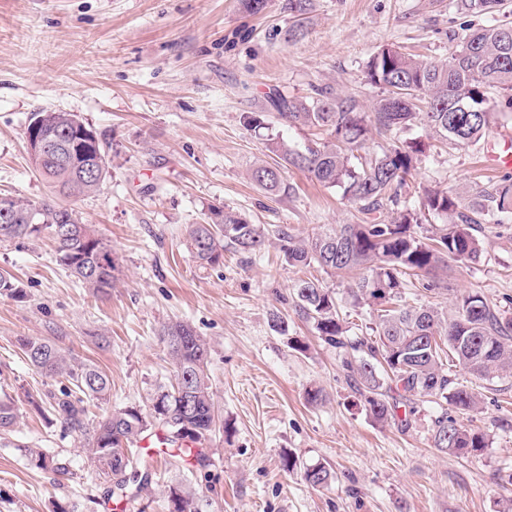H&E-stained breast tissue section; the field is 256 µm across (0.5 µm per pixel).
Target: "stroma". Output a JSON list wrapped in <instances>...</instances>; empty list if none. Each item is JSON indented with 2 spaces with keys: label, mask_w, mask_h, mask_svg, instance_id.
I'll use <instances>...</instances> for the list:
<instances>
[{
  "label": "stroma",
  "mask_w": 512,
  "mask_h": 512,
  "mask_svg": "<svg viewBox=\"0 0 512 512\" xmlns=\"http://www.w3.org/2000/svg\"><path fill=\"white\" fill-rule=\"evenodd\" d=\"M481 23L448 0H311L299 18L288 0H268L257 15L243 0H0V194L51 198L26 128L37 112L74 113L106 143L112 168L97 193L69 205L119 260L112 290L95 296L57 263L52 241L0 245V272L25 293L0 295V396L13 397L18 413L12 431L0 433V512H167L168 489L178 483L197 512H512V377L448 370L478 396L476 409L456 416L485 434L489 446L475 454L434 448V403L418 402L405 427L367 415L341 353L296 312L292 288L303 275L334 289L354 337L369 335L371 309L353 303L347 275L288 266L277 240L281 226L303 237L356 223L359 214L340 189L293 168L282 173L286 191L258 187L253 167L276 157L243 124L245 114L268 111L273 91L307 100L328 92L371 107L383 91L367 82L365 66L380 47L441 62L449 35ZM505 130L512 112L497 105L479 143L426 150L400 202L418 206L427 188L464 199L497 181L499 171L482 161ZM213 206L264 228L265 250H228L223 264L198 267L186 228ZM479 239V258L449 273L448 296L411 287L407 304L435 300L446 310L451 296L477 290L512 306V219L483 225ZM276 311L288 320L287 335L271 326ZM176 320L210 347L208 384L228 429L200 460L171 446L152 449L148 485L110 496L86 436L31 403L65 378L39 373L16 340L53 341L108 374L109 402L87 403L93 424L118 408L149 411L173 378L161 329ZM290 336L305 351L290 348ZM316 388L323 399L309 403ZM40 451L65 473L36 467ZM286 453L298 458L294 471L281 468ZM320 463L334 478L315 489L303 469Z\"/></svg>",
  "instance_id": "35a3bbf8"
}]
</instances>
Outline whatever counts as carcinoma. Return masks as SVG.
Segmentation results:
<instances>
[{
    "instance_id": "1",
    "label": "carcinoma",
    "mask_w": 512,
    "mask_h": 512,
    "mask_svg": "<svg viewBox=\"0 0 512 512\" xmlns=\"http://www.w3.org/2000/svg\"><path fill=\"white\" fill-rule=\"evenodd\" d=\"M457 9L487 18L486 24L469 29L444 62L419 58L399 47L383 46L369 59L366 75L385 92L366 112L351 97L324 95L314 101L290 99L281 94L270 98L279 118L291 127L323 130L326 137L303 146L269 138L271 151L284 166L305 172L328 187H339L361 214L355 224H338L312 236L298 239L286 228L277 230L286 263L325 273H356L348 286L356 304L374 306L372 336L350 337L340 320L335 292L310 278L293 288L295 307L312 322L319 337L344 353L342 368L353 383L358 402L376 421L397 417V399L408 402V415L417 412L415 397H430L440 406L432 421L433 447L454 455H469L488 446L483 433L467 428L448 409L473 410L478 396L455 383L445 369L448 358L480 379L512 375V318L478 292L456 297L446 314L433 305L402 304L409 278L428 277L422 288L436 295L448 291V281L438 271L449 264H464L480 252L478 230L485 221L512 212V175L479 187L468 201L446 192H425L423 207L440 214L454 212L457 221L439 229L430 241L418 236L416 211L400 206L397 187L406 183L426 149L422 142L394 144L383 153L362 156L369 136L376 132L397 136L420 124L443 144L468 146L486 137L490 112L489 95H502V107L512 111V10L507 0H455ZM42 134L51 143L40 174L54 192L79 198L99 191L109 174L111 159L104 155V171L97 178L74 188L75 174L85 158L75 148L70 112H42ZM253 181L267 192L282 189L281 167L260 164ZM395 212L386 223L376 213L386 204ZM9 208L11 218L0 216V243L16 239L49 237L57 245V261L93 294L112 288L116 262L112 248L79 220L74 210L50 201L32 202L0 194V210ZM266 235L240 214L214 206L201 224H191L186 246L201 268L224 260L229 246L241 254L261 251ZM0 294L15 299L24 293L9 274L0 273ZM459 336L469 342L455 345ZM163 341L174 367V384L160 388L148 415L134 407L115 410L93 427L88 450L97 467L125 491L132 481L148 480L139 443L152 430L163 431L166 441H189L203 455V447L216 432L218 411L209 392L208 346L183 322L162 329ZM30 364L52 377L64 373L69 386L49 391L55 416L69 430H86L84 399L106 402L112 383L94 364L72 363L49 341L17 339ZM17 420L10 401H0V432H9ZM305 481L314 488L330 483L326 466L305 468ZM169 512H196L191 494L182 485L169 488Z\"/></svg>"
}]
</instances>
